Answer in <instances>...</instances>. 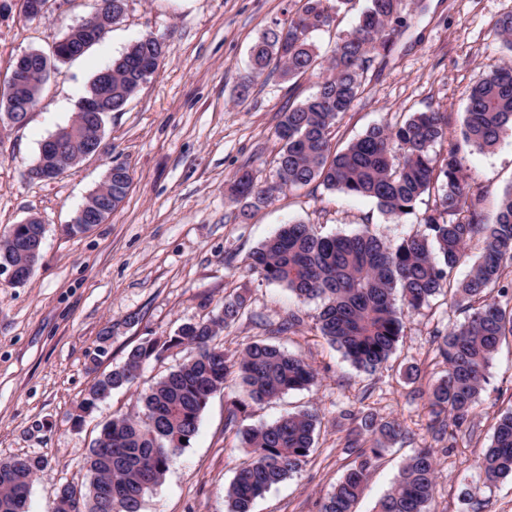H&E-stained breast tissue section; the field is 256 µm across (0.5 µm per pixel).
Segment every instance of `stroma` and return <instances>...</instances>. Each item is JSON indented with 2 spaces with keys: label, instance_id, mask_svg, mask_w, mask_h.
Instances as JSON below:
<instances>
[{
  "label": "stroma",
  "instance_id": "1",
  "mask_svg": "<svg viewBox=\"0 0 512 512\" xmlns=\"http://www.w3.org/2000/svg\"><path fill=\"white\" fill-rule=\"evenodd\" d=\"M0 1V91L18 56L51 53L97 6V0H56L44 16L28 18L13 0ZM296 9V0H128L103 39L59 65L23 125L0 126V236L33 215L45 226L31 279L18 286L0 276V459L36 454L47 461L33 482L29 512H48L62 486L84 484L86 457L102 424L137 412L145 390L192 351L170 349L74 427L94 379L143 339L175 335L183 323L216 315L224 298L236 294L245 297V308L214 338L230 359L262 341L302 356L318 373L309 388L249 406L238 417L244 429L302 409L320 415L308 463L259 498L252 512H320L355 459L346 446L350 424L341 417L347 410L396 419L407 430L376 460L355 512H376L403 462L426 445L438 460L433 512H463L461 491L478 479L474 463L490 445L499 415L512 409V340H503L486 369L473 435L451 446L434 441L425 397L445 371L432 332L448 326L446 296L432 298L411 318L394 354L369 374L321 336L318 302H299L247 270L249 254L282 225L303 222L322 236L367 227L396 241L420 231L417 214L436 200L423 195L414 215L399 221L373 200L313 183L276 193L241 218L227 185L242 167L274 181L281 114L316 91L315 78L286 81L273 68L247 97L239 95L251 45L287 25ZM511 10L512 0H420L392 51L371 62L361 96L337 119L336 149L373 125L435 109L448 118V138L434 147L445 154L460 139L473 82L512 57L494 29ZM146 35L162 42V62L122 111L105 115L101 152L58 178L29 179L42 143L70 123L95 74ZM119 163L132 174L125 200L106 223L70 232L77 209ZM462 163L483 193L486 213L495 214L512 188V128L492 150H464ZM288 320L292 328L277 333ZM107 327L112 337L104 342ZM411 365L418 369L412 383L404 374ZM239 392L237 375H229L189 447L171 460L162 485L145 495L142 512H227L224 488L249 458L239 436L224 429L227 405Z\"/></svg>",
  "mask_w": 512,
  "mask_h": 512
}]
</instances>
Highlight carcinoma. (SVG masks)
Masks as SVG:
<instances>
[{
  "mask_svg": "<svg viewBox=\"0 0 512 512\" xmlns=\"http://www.w3.org/2000/svg\"><path fill=\"white\" fill-rule=\"evenodd\" d=\"M288 26L270 31L251 49V67L242 78L240 97L265 74L272 60L283 79L304 75L318 78V89L301 104L282 113L275 129L280 143L277 181L262 184L252 170H239L230 185L231 197L247 208L270 203L274 193L317 182L328 190L374 200L397 220L414 212L421 196L438 192L434 208L419 218L425 230L386 240L369 231L318 236L302 222L283 225L249 255L248 270L268 282L285 286L301 302L318 299V329L358 368L373 372L385 363L403 336L406 321L439 294L450 295L448 307L464 315L437 332V352L445 374L427 392L432 435L440 440L448 426L464 433L474 430V418L489 361L502 340L512 337V307L493 295L512 264V187L488 217L483 195L468 183L461 150L479 151L496 145L512 124V60L481 75L471 88L461 142L437 159L433 147L447 137L443 113L415 112L396 124H379L344 149H332L330 128L362 92V79L372 62L370 53L388 52L410 16L408 0H367L358 24L340 35L332 54L324 58L309 35L328 28L351 0H298ZM83 41L72 40L50 55L37 56L21 98L35 108L41 88L57 63L83 55L99 42L93 22ZM496 34L512 52V12L495 23ZM163 57L156 39L142 37L112 63V111L122 110ZM87 113L80 115L75 139L57 160L68 170L78 164L75 153L84 144ZM132 183L129 169L112 166V208L126 198ZM28 233L16 224L0 239V259L27 260L20 238ZM483 240L481 255L466 279L448 292L452 270L467 258L474 239ZM402 291V304L394 293ZM244 309L240 296L224 301L218 315L183 324L175 336L146 339L133 346L119 365L99 377L79 405L75 424L91 415L106 395L131 384L152 360L174 346L194 350V356L156 381L141 399V409L106 422L90 449L84 486L66 485L61 499L79 496L77 512H141L145 494L160 485L173 456L189 447L198 432L209 398L224 388L231 372L241 385L240 397L227 409L224 431L236 432L250 448L249 460L238 468L224 489L228 512H252L254 502L269 489L298 473L306 464L320 424L316 410L298 411L259 427L237 428L238 413L261 405L286 391L313 384L316 373L298 355L263 342L247 345L236 361L212 344L218 330L233 324ZM356 422L348 447L357 462L323 501L320 512H353L374 461L406 435L397 420L381 422L371 413L351 415ZM186 442H181V439ZM47 460L39 455L0 460V512H28L35 475ZM481 485L461 491L464 504L479 512L481 487L512 476V410L498 419L491 445L477 461ZM437 477L434 450L419 448L400 469L394 487L378 502L376 512H430Z\"/></svg>",
  "mask_w": 512,
  "mask_h": 512,
  "instance_id": "carcinoma-1",
  "label": "carcinoma"
}]
</instances>
